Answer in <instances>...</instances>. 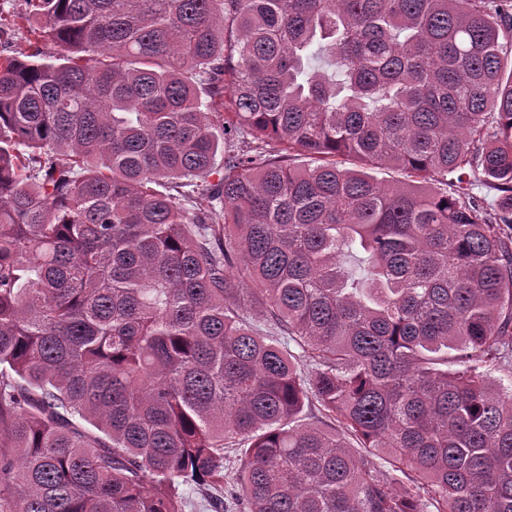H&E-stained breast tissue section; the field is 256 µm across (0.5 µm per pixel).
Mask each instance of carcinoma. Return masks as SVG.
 Segmentation results:
<instances>
[{
	"label": "carcinoma",
	"instance_id": "1",
	"mask_svg": "<svg viewBox=\"0 0 512 512\" xmlns=\"http://www.w3.org/2000/svg\"><path fill=\"white\" fill-rule=\"evenodd\" d=\"M29 4L0 512H512V0Z\"/></svg>",
	"mask_w": 512,
	"mask_h": 512
}]
</instances>
